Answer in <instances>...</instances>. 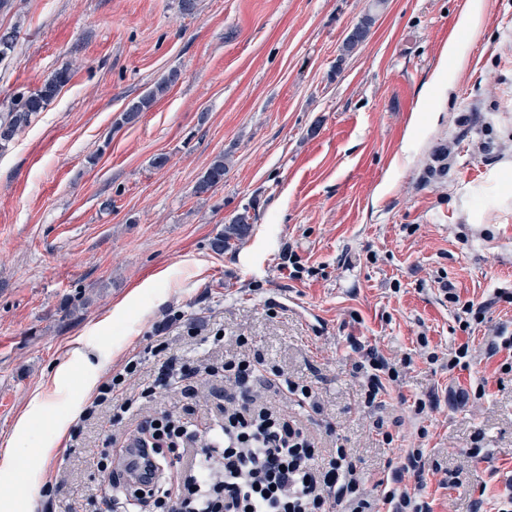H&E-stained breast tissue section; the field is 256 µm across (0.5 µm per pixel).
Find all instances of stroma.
Here are the masks:
<instances>
[{
	"instance_id": "1",
	"label": "stroma",
	"mask_w": 512,
	"mask_h": 512,
	"mask_svg": "<svg viewBox=\"0 0 512 512\" xmlns=\"http://www.w3.org/2000/svg\"><path fill=\"white\" fill-rule=\"evenodd\" d=\"M466 2L199 0L185 15L178 0H8L0 32L18 36L0 61V113L59 69L71 78L0 153V452L19 456L0 505L42 508V484L25 478L38 463L61 483L56 512H100L112 473L97 462L122 426L87 424L76 447L43 461L51 418L13 436L74 347L113 367L144 352L133 395L170 358L218 365L242 337L314 386L319 447L351 448L368 475L425 449L438 465L422 490L434 512H469L476 497L494 512L512 481V373L487 345L494 326L512 329V303L464 332L440 283L477 302L512 292V214L465 215L484 207L469 188L512 160V0H486L481 28L457 33L467 65L452 77L443 49ZM369 13L367 38L342 56ZM172 74L123 123L127 105ZM444 148L447 170L430 174ZM220 154L223 183L195 194ZM245 210L247 235L214 250ZM176 311L182 328L150 352ZM352 336L413 359L375 411L361 401ZM463 343L472 365L449 372L445 355ZM431 392L435 409L414 416ZM476 446L488 461L470 458ZM177 79L176 75H169L167 79L158 83L153 89L147 92L137 101L132 102L124 112V120L126 122L134 121L140 112H145L151 107L156 99L167 92L169 86Z\"/></svg>"
}]
</instances>
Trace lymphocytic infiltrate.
I'll return each instance as SVG.
<instances>
[{
    "label": "lymphocytic infiltrate",
    "mask_w": 512,
    "mask_h": 512,
    "mask_svg": "<svg viewBox=\"0 0 512 512\" xmlns=\"http://www.w3.org/2000/svg\"><path fill=\"white\" fill-rule=\"evenodd\" d=\"M351 347L363 355L357 365L362 402L378 407L411 360L392 362L356 339ZM140 363V355H133L106 378L82 419L105 404L112 408L113 422L132 413L136 400L125 391ZM224 379L232 391L215 424L163 411L124 430V448H151L154 479L137 489L132 483L136 463L121 466L112 473L103 503L130 512H432L420 488L405 482L409 475L422 479L428 463L423 449H409L400 466L366 479L350 449L333 448L320 457L300 422L265 395L273 386L283 401L313 406L317 398L310 385L267 370L257 354L226 357Z\"/></svg>",
    "instance_id": "lymphocytic-infiltrate-1"
}]
</instances>
